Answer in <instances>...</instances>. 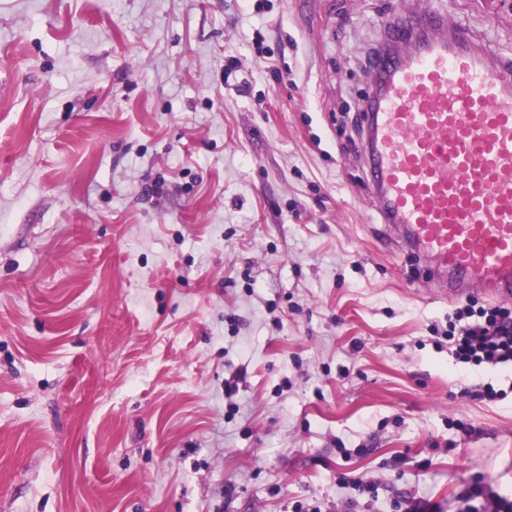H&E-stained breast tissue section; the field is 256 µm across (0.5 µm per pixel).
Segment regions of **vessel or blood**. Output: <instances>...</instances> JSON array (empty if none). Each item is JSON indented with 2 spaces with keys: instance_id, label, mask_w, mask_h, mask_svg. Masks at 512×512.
<instances>
[{
  "instance_id": "obj_1",
  "label": "vessel or blood",
  "mask_w": 512,
  "mask_h": 512,
  "mask_svg": "<svg viewBox=\"0 0 512 512\" xmlns=\"http://www.w3.org/2000/svg\"><path fill=\"white\" fill-rule=\"evenodd\" d=\"M415 38L375 69L363 154L381 223L430 269L428 295L512 302V59L432 12L381 29Z\"/></svg>"
}]
</instances>
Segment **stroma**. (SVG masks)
Listing matches in <instances>:
<instances>
[{"instance_id":"35a3bbf8","label":"stroma","mask_w":512,"mask_h":512,"mask_svg":"<svg viewBox=\"0 0 512 512\" xmlns=\"http://www.w3.org/2000/svg\"><path fill=\"white\" fill-rule=\"evenodd\" d=\"M397 6L0 0V512L512 499V372L461 397L371 202ZM428 6L512 58V0ZM461 395L472 399L502 401L507 398V391L496 389L492 383L470 381L461 389Z\"/></svg>"}]
</instances>
